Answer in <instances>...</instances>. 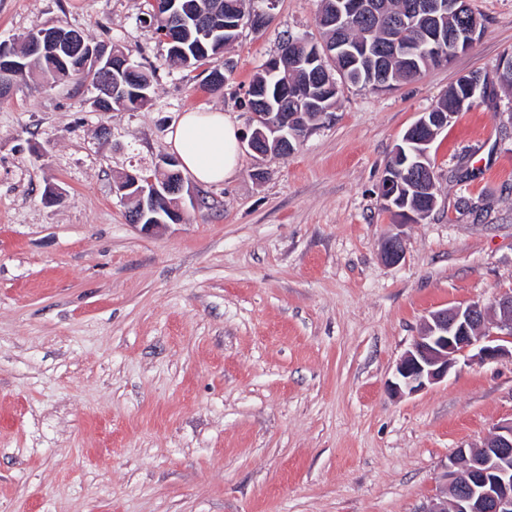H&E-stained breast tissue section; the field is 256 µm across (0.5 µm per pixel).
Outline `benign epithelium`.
<instances>
[{
  "instance_id": "obj_1",
  "label": "benign epithelium",
  "mask_w": 512,
  "mask_h": 512,
  "mask_svg": "<svg viewBox=\"0 0 512 512\" xmlns=\"http://www.w3.org/2000/svg\"><path fill=\"white\" fill-rule=\"evenodd\" d=\"M277 0H265V7L251 15L249 24L265 25L272 17ZM444 8L442 0H412L410 14L430 18ZM363 6L358 0L338 5L340 21L346 22L359 16ZM434 41L440 45V62L446 57L469 49L473 41L465 42L436 31L423 33L418 43ZM24 43L29 54L49 56L59 66L68 68L76 57L91 63L100 71L112 72L109 95L123 101L122 78L136 72L128 59L108 50V47L92 44L74 29L60 26L35 31ZM11 44H0V95H9L17 84L12 77L22 69L19 59L9 52ZM358 56L359 50L347 47L341 41L314 45L308 49L309 64L324 58L333 61L339 52ZM296 64L298 58L292 49L284 48L265 64V69L275 74L282 61ZM298 112H253L249 133L244 141L248 149L259 157L275 154L286 148L294 149L298 136ZM415 160H410L404 150L396 148L390 173L382 180L380 197L388 211L402 223L416 220V216L404 208L398 186L405 169L420 170L422 186H427L424 175H432L427 165L430 160V140L415 141ZM171 171L166 179L157 182L152 177L129 174L117 183L114 192L131 204L132 223L148 232L169 222L178 224L183 219L184 197L195 202L192 192L185 188L182 174L176 170V160L165 158ZM404 245L400 236L388 238L382 246V258L388 264H397L403 258ZM479 346L477 359L493 362L502 357H512V291H505L489 303L473 302L466 306L446 308L430 314L420 335L400 357L395 368L392 390L399 396L414 394L448 377V371L472 347ZM450 496L449 502H433L424 512H512V420L498 425L480 448H459L448 460L443 474Z\"/></svg>"
}]
</instances>
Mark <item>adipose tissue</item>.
Instances as JSON below:
<instances>
[{
    "instance_id": "adipose-tissue-1",
    "label": "adipose tissue",
    "mask_w": 512,
    "mask_h": 512,
    "mask_svg": "<svg viewBox=\"0 0 512 512\" xmlns=\"http://www.w3.org/2000/svg\"><path fill=\"white\" fill-rule=\"evenodd\" d=\"M240 138L223 112L198 108L181 113L170 142L183 170L198 184L213 185L235 172Z\"/></svg>"
}]
</instances>
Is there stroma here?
<instances>
[{"label": "stroma", "instance_id": "35a3bbf8", "mask_svg": "<svg viewBox=\"0 0 512 512\" xmlns=\"http://www.w3.org/2000/svg\"><path fill=\"white\" fill-rule=\"evenodd\" d=\"M468 5L485 24L469 50L345 86L291 153L186 178L197 206L145 232L115 181L163 175L188 109L248 129L250 81L284 36L319 39L318 0L244 28L209 62L214 90L168 60L142 0H0V42L64 25L154 86L130 112L40 75L0 99V512H425L444 495L449 456L512 420V359H459L403 397L388 382L431 312L512 291V91L438 134L426 218L396 226L378 188L420 114L512 52V0Z\"/></svg>", "mask_w": 512, "mask_h": 512}]
</instances>
